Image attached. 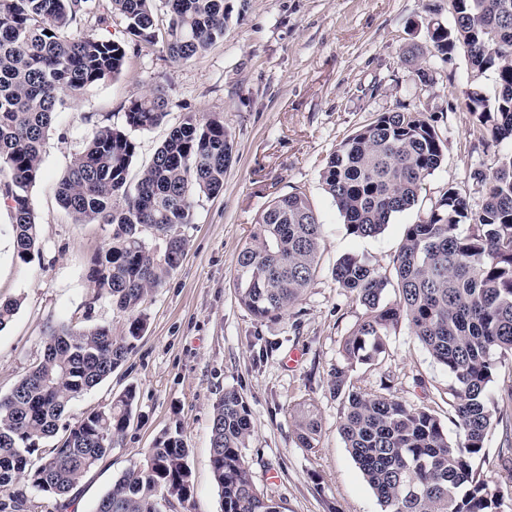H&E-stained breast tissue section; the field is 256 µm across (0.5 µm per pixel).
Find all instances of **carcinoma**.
<instances>
[{"mask_svg": "<svg viewBox=\"0 0 512 512\" xmlns=\"http://www.w3.org/2000/svg\"><path fill=\"white\" fill-rule=\"evenodd\" d=\"M165 48L176 61L206 52L224 37V0H167ZM447 26L426 19L437 54L459 45L471 67L497 74L493 99L467 94V109L486 126L491 145L512 141V0H451ZM117 14L126 32L157 40L154 0H0V195L8 200L15 257L38 251L37 213L29 189L42 172V145L59 107L87 87L119 75L125 44L81 32L93 17ZM161 90L132 99L125 127L97 128L58 182L56 195L75 223L111 227L89 280L99 297L128 315L125 335L106 325L59 326L42 341L30 372L0 396V512H26L19 481L67 507L71 489L122 443L136 400L127 388L112 402L74 420L70 404L112 376L146 328L148 295L182 263L196 195L224 191L233 140L224 118L186 113L136 184L128 180L136 143L126 128L149 130L166 116ZM444 144L420 110L382 112L346 136L324 161L321 177L349 234L374 237L392 218L415 206L424 180L440 167ZM478 210L450 187L426 216L407 225L394 257L395 281L353 257L333 268L340 287L365 313L344 343L346 366L336 369L333 393L344 400L339 422L346 448L374 492L381 512H498L502 486L512 485V458L501 460L500 480L485 478L479 460L494 423L490 384L498 360L512 356V151L494 152ZM323 235L302 191L269 201L252 242L238 253L239 303L259 320L279 318L313 281ZM396 298L386 301L388 287ZM405 322L430 356L448 370V415L460 432L448 434L426 406H408L387 392L357 389L348 372L377 360L386 338ZM297 440L314 448L320 423L309 404L296 409ZM247 403L227 389L213 406L211 467L221 490V512H282L257 491L245 458L251 437ZM49 438L56 445L39 450ZM189 449L167 434L144 462L112 482L95 512H172L191 494Z\"/></svg>", "mask_w": 512, "mask_h": 512, "instance_id": "cac0c4a2", "label": "carcinoma"}]
</instances>
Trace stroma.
<instances>
[{
    "label": "stroma",
    "mask_w": 512,
    "mask_h": 512,
    "mask_svg": "<svg viewBox=\"0 0 512 512\" xmlns=\"http://www.w3.org/2000/svg\"><path fill=\"white\" fill-rule=\"evenodd\" d=\"M223 40L203 55L173 61L162 43L128 38L121 16L107 24L83 22L85 33L126 44L122 72L66 100L43 142V173L30 190L39 217V252L28 263L14 254L10 211L0 199V300L20 303L0 330V395L8 394L36 363L51 327L106 324L123 335L128 318L108 298H95L88 273L105 246L104 224H77L60 206L56 185L75 154L100 126H123L130 99L164 86L167 116L133 132L137 181L156 149L188 112L223 116L234 142L224 191L196 197L181 265L143 306L147 328L111 378L69 407L70 417L102 408L128 387L137 398L122 444L81 481L72 504L94 512L122 472L139 464L165 434H179L190 450V498L176 512H221L210 463L213 405L224 390H238L250 414L245 450L253 482L285 512H381L372 489L339 433L344 412L333 394L342 346L364 313L332 275L351 254L386 275L407 225L417 223L448 188L480 208L485 189L474 177L493 152L468 112L466 94L493 97L496 73H477L464 50L450 58L428 52L425 18L453 22L448 0H224ZM431 81L421 84L405 60L410 48ZM427 113L444 143V160L423 185L417 205L397 214L374 237L349 235L343 215L321 179L324 159L348 134L379 113L401 107ZM296 190L310 199L324 226L319 270L301 299L279 319L260 321L238 302L237 255L274 197ZM300 358L289 362L291 351ZM353 384L374 392L381 383L410 406L434 409L450 440L459 432L443 395L447 370L435 363L406 325L387 340L386 352L350 372ZM495 423L481 461L487 478L499 477L512 455V359L498 362L490 388ZM313 404L321 422L315 448L300 447L292 411Z\"/></svg>",
    "instance_id": "stroma-1"
}]
</instances>
